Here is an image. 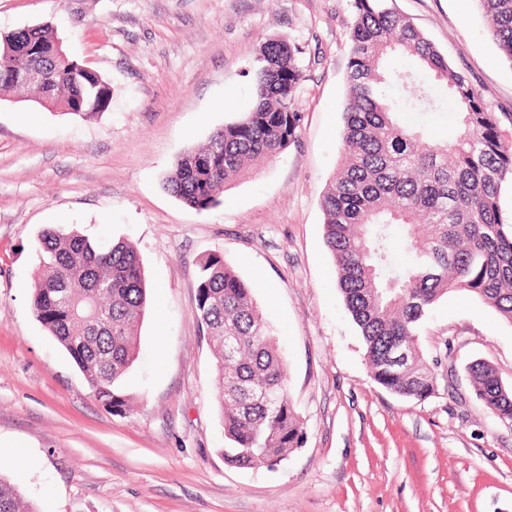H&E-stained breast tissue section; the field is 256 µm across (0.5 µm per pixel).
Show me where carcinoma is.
Listing matches in <instances>:
<instances>
[{
	"mask_svg": "<svg viewBox=\"0 0 512 512\" xmlns=\"http://www.w3.org/2000/svg\"><path fill=\"white\" fill-rule=\"evenodd\" d=\"M473 2L512 63V0ZM353 8L344 161L322 195L324 237L374 380L423 401L435 394L436 378L420 351V330L442 296L464 291L512 324V222L500 206L503 188L512 185V144L481 93L408 18L386 0H353ZM58 42L48 24L1 33L0 95L26 89L42 107L91 120L108 109L111 87L97 72L60 56ZM394 53L410 57L416 68L390 69ZM302 54L281 37L260 43L250 109L203 147L182 154L166 180L171 194L199 212L213 209L254 161L295 142ZM33 71L43 80H28ZM398 89L405 92L400 105L391 95ZM445 103L458 127L451 140L403 117L438 112ZM400 241L410 253L406 262L397 253ZM37 251L34 316L97 399L114 412L124 410L122 380L136 360L149 303L138 251L123 240L101 247L77 230L56 227L41 231ZM196 300L198 325L216 361V401L228 441L224 461L240 468L275 465L301 444L303 422L286 392L274 330L251 284L221 255L200 263ZM397 343L408 353L399 366L388 358ZM468 372L477 399L512 422V388L495 368L475 361ZM0 512H36L2 475Z\"/></svg>",
	"mask_w": 512,
	"mask_h": 512,
	"instance_id": "obj_1",
	"label": "carcinoma"
}]
</instances>
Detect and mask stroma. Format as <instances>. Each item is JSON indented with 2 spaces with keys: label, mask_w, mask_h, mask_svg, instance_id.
<instances>
[{
  "label": "stroma",
  "mask_w": 512,
  "mask_h": 512,
  "mask_svg": "<svg viewBox=\"0 0 512 512\" xmlns=\"http://www.w3.org/2000/svg\"><path fill=\"white\" fill-rule=\"evenodd\" d=\"M353 0H0V32L53 27L112 89L84 121L0 97V475L38 512H512V422L484 408L468 365L512 386V324L460 292L420 332L437 391L371 375L337 286L320 200L342 161ZM462 71L512 142V64L473 0H389ZM271 36L304 47L297 138L218 207L164 182L180 155L245 111ZM142 257L150 302L112 412L36 320L46 227ZM223 255L277 331L303 440L280 464L224 461L216 366L197 322L199 262Z\"/></svg>",
  "instance_id": "35a3bbf8"
}]
</instances>
